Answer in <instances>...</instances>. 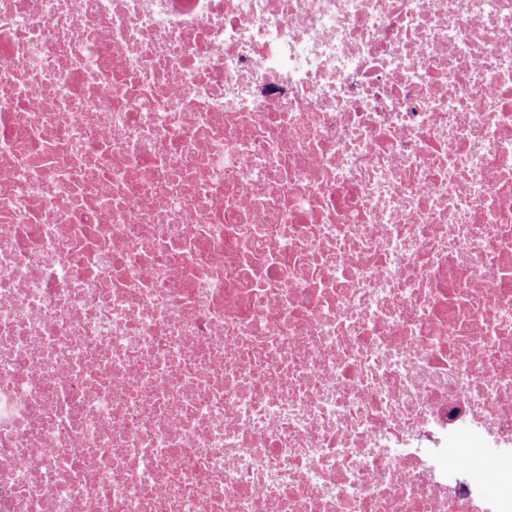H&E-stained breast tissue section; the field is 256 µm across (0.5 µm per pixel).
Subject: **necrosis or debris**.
<instances>
[{
    "instance_id": "obj_1",
    "label": "necrosis or debris",
    "mask_w": 512,
    "mask_h": 512,
    "mask_svg": "<svg viewBox=\"0 0 512 512\" xmlns=\"http://www.w3.org/2000/svg\"><path fill=\"white\" fill-rule=\"evenodd\" d=\"M0 512H512V0H0ZM460 443H465L470 448L469 460L472 469L482 476H485V472L489 469H493L496 465L491 458L487 457L481 444L473 438L467 435H458L448 439V464L452 465L456 463L455 458L457 457L456 451Z\"/></svg>"
}]
</instances>
